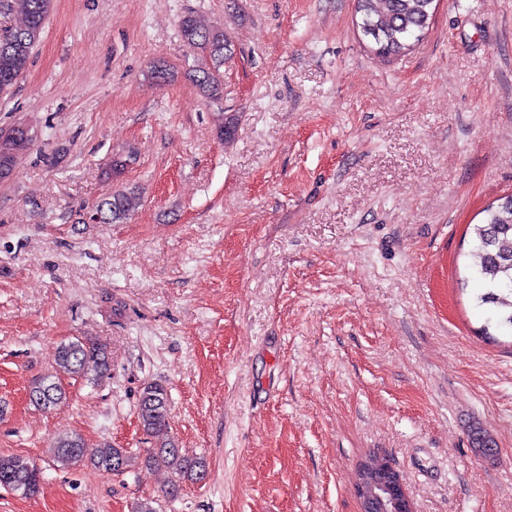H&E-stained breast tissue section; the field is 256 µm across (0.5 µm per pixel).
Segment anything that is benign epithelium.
<instances>
[{
    "instance_id": "1",
    "label": "benign epithelium",
    "mask_w": 512,
    "mask_h": 512,
    "mask_svg": "<svg viewBox=\"0 0 512 512\" xmlns=\"http://www.w3.org/2000/svg\"><path fill=\"white\" fill-rule=\"evenodd\" d=\"M354 490L362 504L361 512H376L388 504L392 512H414L402 474L388 461L378 473L360 463L354 473Z\"/></svg>"
}]
</instances>
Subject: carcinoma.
Segmentation results:
<instances>
[{"label":"carcinoma","instance_id":"obj_1","mask_svg":"<svg viewBox=\"0 0 512 512\" xmlns=\"http://www.w3.org/2000/svg\"><path fill=\"white\" fill-rule=\"evenodd\" d=\"M434 0H357L361 22L360 32L376 44L382 57L398 56L411 49V40H420L428 28ZM54 7V0H0V17L18 15L20 24L0 32V97L8 95L23 77L33 58V51L44 33L45 23ZM181 40L198 50L199 63L191 70L190 79L198 94L207 101L224 96L226 60L234 54V44L219 27L205 25L196 15L186 14L179 20ZM236 130L233 114L219 113L216 132L220 139L229 140ZM29 134L20 132L0 140V169L13 172L17 155L30 145ZM141 204L137 190H115L96 206L94 219L100 224L122 222L133 215ZM475 245L471 252L475 277L482 283L478 301L487 308L497 326L512 329V196L503 198L489 211L484 224L474 227ZM54 373L41 377L30 389L32 404L43 409H55L66 401L62 378H80L97 381L110 371L106 345L80 339L61 343L54 354ZM137 417L143 431L150 436H161L169 419V401L166 387L150 382L142 390ZM82 437L74 434L59 438L53 445L54 460L64 467L83 461ZM138 463V456L126 448L103 445L90 464L94 469L123 474ZM144 463L165 467L177 480L166 491L174 497L180 482L200 483L207 477L203 459L189 456L167 439L146 451ZM42 471L29 459L21 456H0V481L8 489L25 495L38 492Z\"/></svg>","mask_w":512,"mask_h":512}]
</instances>
